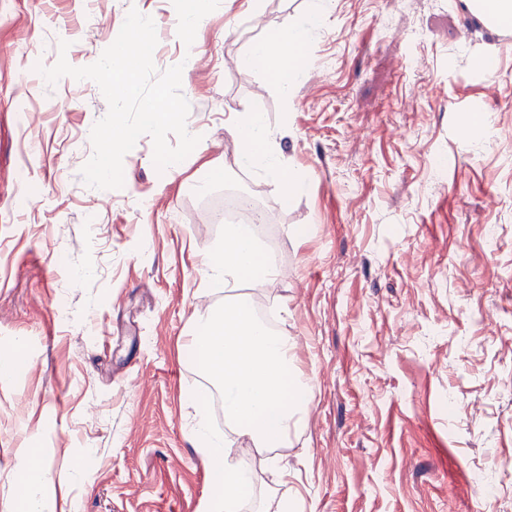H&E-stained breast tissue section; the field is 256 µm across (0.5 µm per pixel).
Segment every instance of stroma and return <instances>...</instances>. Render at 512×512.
<instances>
[{"label": "stroma", "instance_id": "35a3bbf8", "mask_svg": "<svg viewBox=\"0 0 512 512\" xmlns=\"http://www.w3.org/2000/svg\"><path fill=\"white\" fill-rule=\"evenodd\" d=\"M309 2L220 0L181 83L204 152L160 172L140 137L123 187L98 190L81 168L100 88L35 67L90 65L134 8L170 24L153 53L165 71L190 50L172 0H0V356L24 368L0 381V512L28 448L49 470L32 491L42 512L66 497L80 512H198L208 470L187 429L225 424L188 402L207 378L183 345L194 314L225 301L201 261L228 193L253 196L279 271L240 291L279 308L313 385L286 482L235 444L257 475L240 512L272 493L299 512H512V31L463 0H335L288 99L244 59ZM238 111L262 113L282 170L306 174L289 201L236 165L224 121Z\"/></svg>", "mask_w": 512, "mask_h": 512}]
</instances>
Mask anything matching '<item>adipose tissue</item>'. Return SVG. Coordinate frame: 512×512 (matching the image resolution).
<instances>
[{
  "label": "adipose tissue",
  "instance_id": "adipose-tissue-1",
  "mask_svg": "<svg viewBox=\"0 0 512 512\" xmlns=\"http://www.w3.org/2000/svg\"><path fill=\"white\" fill-rule=\"evenodd\" d=\"M332 4L333 0H310L305 18L288 22L255 44L246 64H263L282 94L292 96L304 75L294 50L313 39ZM225 131L238 146V166L279 179L283 199L304 189V173L282 171L272 147L275 135L260 113H232ZM202 267L206 276L223 279L231 287L261 286L278 276L251 224L225 225L223 246ZM187 345L221 398L228 429L267 456L274 475L287 477L280 450L287 447L291 430L299 426L312 393L311 384L294 371L292 339L283 331L269 329L254 314L249 299L240 297L222 309L196 313ZM189 434L210 474L200 512H238L254 485L248 463L230 457L226 437L213 432L204 420H197Z\"/></svg>",
  "mask_w": 512,
  "mask_h": 512
}]
</instances>
